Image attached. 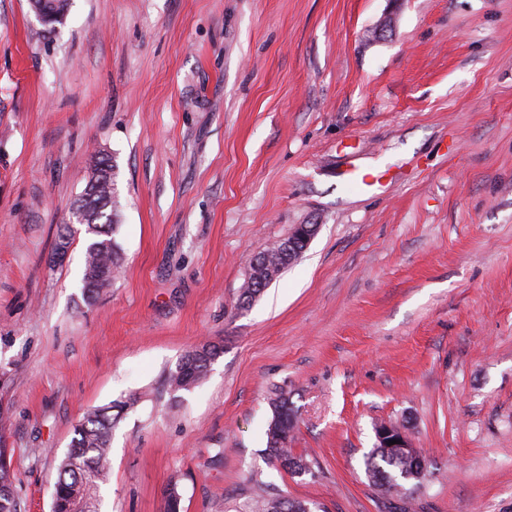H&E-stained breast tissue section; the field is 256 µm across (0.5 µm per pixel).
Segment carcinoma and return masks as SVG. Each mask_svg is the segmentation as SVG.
Here are the masks:
<instances>
[{
    "label": "carcinoma",
    "instance_id": "carcinoma-1",
    "mask_svg": "<svg viewBox=\"0 0 512 512\" xmlns=\"http://www.w3.org/2000/svg\"><path fill=\"white\" fill-rule=\"evenodd\" d=\"M86 215L85 265L82 292L87 301H93L100 288L112 281L119 268L122 254L115 235L117 220V188L115 165L112 158L95 155L92 176L83 195L76 202ZM305 250L304 244L288 257L281 253L280 244L265 249L254 257L257 265L250 266L240 294L241 304H250L271 282L293 265ZM222 349L204 343L185 354L176 369L166 375L168 391H191L206 378L213 361ZM137 397L131 396L87 412L74 428L70 449L57 467L52 512H95V492L104 482L110 468L112 429L121 413L134 407ZM272 418L266 431L263 458L268 464L290 473L302 474L309 470L306 459L290 448L297 419L288 393L274 389L271 397ZM425 470L419 471L414 458L393 454L375 444L365 455L364 465L372 484L387 497L413 498L431 475L432 462L424 459ZM181 496L178 483L172 482L165 491V512H180ZM15 475L8 460L7 449L0 448V512H18ZM249 512H311L307 503L283 495L261 497Z\"/></svg>",
    "mask_w": 512,
    "mask_h": 512
}]
</instances>
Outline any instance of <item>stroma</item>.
I'll return each mask as SVG.
<instances>
[{"mask_svg":"<svg viewBox=\"0 0 512 512\" xmlns=\"http://www.w3.org/2000/svg\"><path fill=\"white\" fill-rule=\"evenodd\" d=\"M101 151L124 263L93 303L71 221ZM371 185H362V175ZM71 244L54 257L60 225ZM318 230L248 307L251 260ZM204 340L207 379L165 375ZM287 391L309 472L264 461ZM96 512H512V0H0V448L51 512L90 409ZM433 463L412 506L365 473L375 428ZM137 401L136 396H131L92 409L75 426L70 449L57 467L52 512H95V492L110 468L112 429L121 413ZM249 512H312L307 503L288 496L276 495L261 497L250 508Z\"/></svg>","mask_w":512,"mask_h":512,"instance_id":"35a3bbf8","label":"stroma"}]
</instances>
